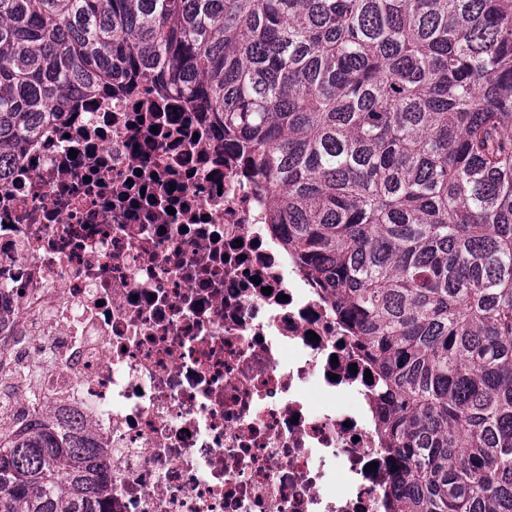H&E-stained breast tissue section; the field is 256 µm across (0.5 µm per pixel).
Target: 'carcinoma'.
Segmentation results:
<instances>
[{"label": "carcinoma", "instance_id": "carcinoma-1", "mask_svg": "<svg viewBox=\"0 0 512 512\" xmlns=\"http://www.w3.org/2000/svg\"><path fill=\"white\" fill-rule=\"evenodd\" d=\"M211 113L376 369L387 512H512V0H0V157L119 74ZM0 401V512H101Z\"/></svg>", "mask_w": 512, "mask_h": 512}]
</instances>
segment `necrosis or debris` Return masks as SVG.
I'll return each mask as SVG.
<instances>
[{"label": "necrosis or debris", "mask_w": 512, "mask_h": 512, "mask_svg": "<svg viewBox=\"0 0 512 512\" xmlns=\"http://www.w3.org/2000/svg\"><path fill=\"white\" fill-rule=\"evenodd\" d=\"M0 167V366L52 356L103 512H380L368 364L210 113L126 77Z\"/></svg>", "instance_id": "obj_1"}]
</instances>
